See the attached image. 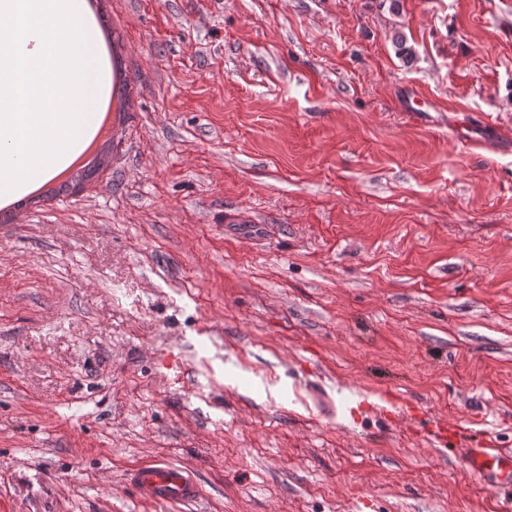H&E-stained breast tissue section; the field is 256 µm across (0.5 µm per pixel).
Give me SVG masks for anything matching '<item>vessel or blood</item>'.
Returning a JSON list of instances; mask_svg holds the SVG:
<instances>
[{"label":"vessel or blood","mask_w":512,"mask_h":512,"mask_svg":"<svg viewBox=\"0 0 512 512\" xmlns=\"http://www.w3.org/2000/svg\"><path fill=\"white\" fill-rule=\"evenodd\" d=\"M463 454L485 481L502 489L512 486V451L491 442L483 448L464 449ZM129 481L140 498L149 501L185 504L198 499L201 492L190 470L166 460H153L133 469Z\"/></svg>","instance_id":"vessel-or-blood-1"}]
</instances>
